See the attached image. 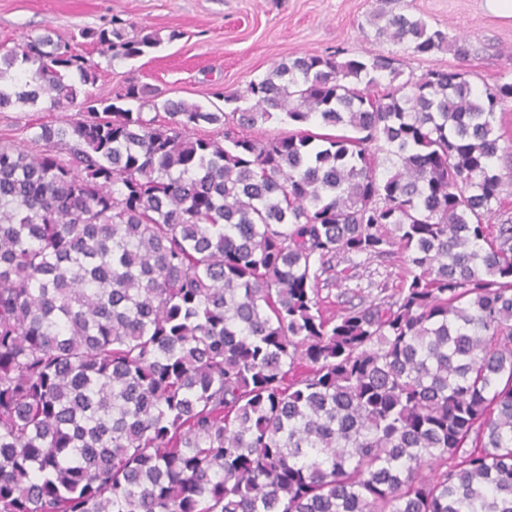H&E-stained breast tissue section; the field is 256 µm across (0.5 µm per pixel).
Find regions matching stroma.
<instances>
[{
    "mask_svg": "<svg viewBox=\"0 0 512 512\" xmlns=\"http://www.w3.org/2000/svg\"><path fill=\"white\" fill-rule=\"evenodd\" d=\"M385 5V0H0V50L50 29L68 40L82 28L109 25L118 15L135 29L157 34L161 43L142 57L114 63L91 46H80V53L98 65L93 94L109 98L135 81L149 84L160 99H182L213 112L230 111L223 93L243 88L274 64L305 52L339 50L349 58L391 54L418 74L461 65L478 88L512 72V19L491 13L486 0L400 2L449 35L466 37L471 54L462 64L449 51L414 57L404 46L365 37L362 24ZM174 29L182 36L168 41ZM78 110L75 104L1 110L0 141L28 144L40 124L65 125ZM402 275L399 267L375 261L362 277L323 286L321 293L328 296L330 311L337 312L371 284L394 287Z\"/></svg>",
    "mask_w": 512,
    "mask_h": 512,
    "instance_id": "35a3bbf8",
    "label": "stroma"
}]
</instances>
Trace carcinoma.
<instances>
[{"mask_svg":"<svg viewBox=\"0 0 512 512\" xmlns=\"http://www.w3.org/2000/svg\"><path fill=\"white\" fill-rule=\"evenodd\" d=\"M368 23L470 56L403 10ZM79 36L160 44L119 17ZM404 67L305 53L210 112L100 99L49 34L0 53V109L82 98L0 144V512H512V79ZM349 255L405 275L330 317L318 281ZM495 125L496 135H501L499 144L503 150V157L498 162V169L505 174L504 176H508L509 167L506 166V160H508L506 156L508 153H512V102L507 103L497 112Z\"/></svg>","mask_w":512,"mask_h":512,"instance_id":"cac0c4a2","label":"carcinoma"}]
</instances>
